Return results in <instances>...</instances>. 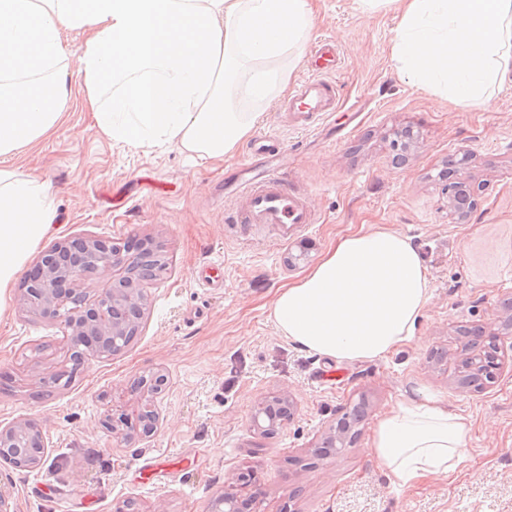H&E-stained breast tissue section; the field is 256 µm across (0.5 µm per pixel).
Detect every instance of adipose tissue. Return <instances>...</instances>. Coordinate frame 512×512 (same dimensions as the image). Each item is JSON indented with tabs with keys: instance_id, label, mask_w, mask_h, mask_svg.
Returning <instances> with one entry per match:
<instances>
[{
	"instance_id": "ef3b65f1",
	"label": "adipose tissue",
	"mask_w": 512,
	"mask_h": 512,
	"mask_svg": "<svg viewBox=\"0 0 512 512\" xmlns=\"http://www.w3.org/2000/svg\"><path fill=\"white\" fill-rule=\"evenodd\" d=\"M392 57L410 81L474 106L512 82V0H403ZM310 0H0V157L37 144L82 93L110 139L160 140L220 159L259 115L236 111L239 85L259 100L285 88L313 23ZM86 32L71 70L62 28ZM44 184L0 168V291L48 233ZM430 299L428 269L407 236L369 230L339 238L272 316L300 350L375 361L411 342ZM464 418L434 397L407 398L379 420L371 448L408 484L462 460Z\"/></svg>"
}]
</instances>
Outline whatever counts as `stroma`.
Returning a JSON list of instances; mask_svg holds the SVG:
<instances>
[{"instance_id": "35a3bbf8", "label": "stroma", "mask_w": 512, "mask_h": 512, "mask_svg": "<svg viewBox=\"0 0 512 512\" xmlns=\"http://www.w3.org/2000/svg\"><path fill=\"white\" fill-rule=\"evenodd\" d=\"M312 39L332 37L338 108L311 133L289 129L286 93L271 102L237 91L240 112L260 113L255 132L283 139L274 167L317 218L283 243L267 229L227 223L242 205L233 187L248 160L241 143L221 160H190L176 146L135 147L103 134L82 99L63 125L7 160L48 187L56 212L29 253L33 267L54 244L75 237L121 244L151 238L165 260L144 282L147 304L135 339L108 357L87 355L69 385L38 378L70 363L60 320L16 303L23 275L0 293V425L31 419L44 433L46 461L27 472L0 462V493L12 512H209L239 472L257 468L262 512H512V85L489 106L453 102L412 85L391 56L399 0L375 9L361 0H312ZM455 170L475 209L448 212ZM385 228L411 238L428 268L430 301L415 339L373 362L305 353L276 329L278 288L299 280L339 236ZM307 259L289 266V254ZM218 268H210L213 260ZM210 272L214 284L198 277ZM497 335L494 381L463 387L462 332ZM448 359L438 362V352ZM168 378L157 401L160 426L148 439L121 440L103 423L135 400L134 379ZM275 394L294 416L265 439L250 418ZM447 400L471 424L454 473L391 484L370 448L373 430L404 398ZM363 404L359 434L340 456L321 458L329 426ZM197 455L177 477L142 484L154 456Z\"/></svg>"}]
</instances>
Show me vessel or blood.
Instances as JSON below:
<instances>
[{
  "instance_id": "b4317fda",
  "label": "vessel or blood",
  "mask_w": 512,
  "mask_h": 512,
  "mask_svg": "<svg viewBox=\"0 0 512 512\" xmlns=\"http://www.w3.org/2000/svg\"><path fill=\"white\" fill-rule=\"evenodd\" d=\"M310 55L307 76L284 104L293 115L294 129L301 131L314 130L337 106L336 85L330 78L340 62L334 43L330 38H320ZM239 194L244 203L236 214V223L272 228L280 241H287L290 234L308 229L315 221L301 193L286 187L274 169L253 171L242 182Z\"/></svg>"
}]
</instances>
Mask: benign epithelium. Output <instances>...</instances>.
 Wrapping results in <instances>:
<instances>
[{
    "mask_svg": "<svg viewBox=\"0 0 512 512\" xmlns=\"http://www.w3.org/2000/svg\"><path fill=\"white\" fill-rule=\"evenodd\" d=\"M471 210L469 194L461 181L448 195V211L463 219ZM147 249L146 242L121 246L91 238H76L68 245L58 243L42 254L24 282L17 303L30 313L61 320L70 342V356L82 357L86 351L109 356L111 343L136 327L146 305L142 279L134 272L142 259L141 251ZM120 265L125 267L124 276L101 280L94 295H87L84 285L91 275H102ZM465 366L471 370V380L485 377L491 381L500 369L496 354L468 357ZM166 382L160 371L138 378L135 390L141 393L140 403L131 412L122 414L120 425L109 420L105 425L115 433L123 426L130 434L152 436L159 422L155 400L165 390ZM292 407L293 401L288 397L278 398L273 404L263 403L251 416L253 431L263 437L273 434L285 421V415L291 414ZM348 433L349 429L341 423L330 427L323 439L324 448L336 447ZM20 449L30 452L27 469L41 466L44 435L33 420L0 426V457ZM259 496L257 491L247 493L231 487L213 500L211 512H259Z\"/></svg>",
    "mask_w": 512,
    "mask_h": 512,
    "instance_id": "benign-epithelium-1",
    "label": "benign epithelium"
}]
</instances>
